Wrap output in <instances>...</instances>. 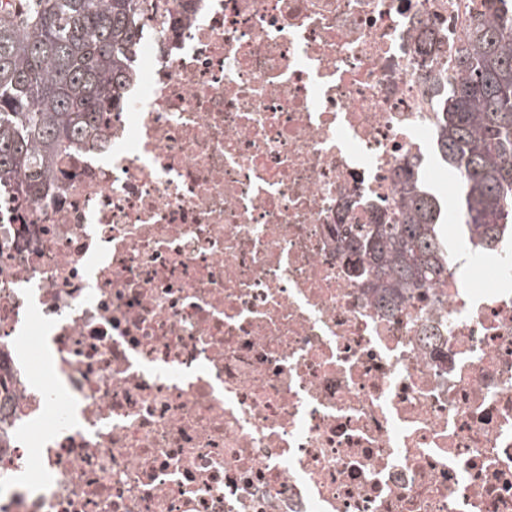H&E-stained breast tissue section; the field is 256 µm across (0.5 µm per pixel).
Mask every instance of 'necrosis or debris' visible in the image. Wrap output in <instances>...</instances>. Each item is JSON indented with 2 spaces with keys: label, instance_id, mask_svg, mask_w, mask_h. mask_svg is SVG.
I'll return each instance as SVG.
<instances>
[{
  "label": "necrosis or debris",
  "instance_id": "1",
  "mask_svg": "<svg viewBox=\"0 0 512 512\" xmlns=\"http://www.w3.org/2000/svg\"><path fill=\"white\" fill-rule=\"evenodd\" d=\"M98 135L0 182V512H512V244L380 303L338 234L482 0H138Z\"/></svg>",
  "mask_w": 512,
  "mask_h": 512
}]
</instances>
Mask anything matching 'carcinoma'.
Returning a JSON list of instances; mask_svg holds the SVG:
<instances>
[{"mask_svg": "<svg viewBox=\"0 0 512 512\" xmlns=\"http://www.w3.org/2000/svg\"><path fill=\"white\" fill-rule=\"evenodd\" d=\"M488 2L494 11L454 52L457 75L434 151L460 182L457 223H445L446 205L418 170L406 177L402 223L357 224L346 233L386 304L396 288L438 279L451 240L489 251L512 236V9L496 7L507 0ZM136 23L135 0H26L22 10L0 14V179L18 180L22 197L40 194L53 182L58 153L96 130Z\"/></svg>", "mask_w": 512, "mask_h": 512, "instance_id": "cac0c4a2", "label": "carcinoma"}]
</instances>
